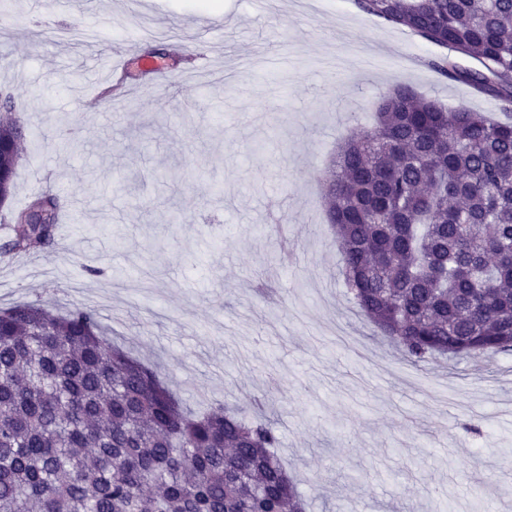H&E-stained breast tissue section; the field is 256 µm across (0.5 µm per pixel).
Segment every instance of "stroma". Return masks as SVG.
<instances>
[{"instance_id": "obj_1", "label": "stroma", "mask_w": 512, "mask_h": 512, "mask_svg": "<svg viewBox=\"0 0 512 512\" xmlns=\"http://www.w3.org/2000/svg\"><path fill=\"white\" fill-rule=\"evenodd\" d=\"M9 2L0 90L31 134L0 226L52 191L79 220L20 260L0 234V307L95 308L190 407L262 398L307 512H512V351L406 365L346 294L320 178L397 85L505 103L354 0ZM115 58L133 75L106 107Z\"/></svg>"}]
</instances>
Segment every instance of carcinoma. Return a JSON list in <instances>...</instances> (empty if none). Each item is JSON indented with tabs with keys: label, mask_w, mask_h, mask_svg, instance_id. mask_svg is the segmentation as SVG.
<instances>
[{
	"label": "carcinoma",
	"mask_w": 512,
	"mask_h": 512,
	"mask_svg": "<svg viewBox=\"0 0 512 512\" xmlns=\"http://www.w3.org/2000/svg\"><path fill=\"white\" fill-rule=\"evenodd\" d=\"M358 5L477 60L437 68L512 103V0ZM14 111L1 92L4 197L26 142ZM326 182L348 293L408 362L512 349V123L397 85ZM60 212L45 193L14 213L11 250L51 246ZM278 447L266 421L182 407L91 307L0 310V512H304Z\"/></svg>",
	"instance_id": "obj_1"
}]
</instances>
